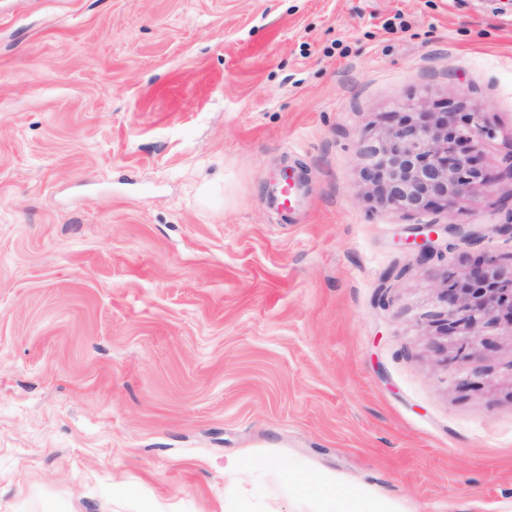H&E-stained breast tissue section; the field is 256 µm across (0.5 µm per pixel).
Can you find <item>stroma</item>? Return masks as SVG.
Masks as SVG:
<instances>
[{"mask_svg":"<svg viewBox=\"0 0 512 512\" xmlns=\"http://www.w3.org/2000/svg\"><path fill=\"white\" fill-rule=\"evenodd\" d=\"M455 96L489 187L370 200L361 142ZM511 220L499 0H0V512H512V330L437 325L512 236L408 241ZM512 220L510 224H485L493 226L486 229H469L465 230L458 226L459 224H418L413 228L416 235L413 244L418 251L419 262H427L434 256L441 254L446 240V249H448V237H465L471 241L485 237V231H493L497 233H507L510 231L512 235ZM316 484L325 491L321 512H403L397 503L377 496L365 487L339 494L336 493L337 484L329 478H318Z\"/></svg>","mask_w":512,"mask_h":512,"instance_id":"stroma-1","label":"stroma"}]
</instances>
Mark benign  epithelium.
Returning <instances> with one entry per match:
<instances>
[{
	"instance_id": "benign-epithelium-1",
	"label": "benign epithelium",
	"mask_w": 512,
	"mask_h": 512,
	"mask_svg": "<svg viewBox=\"0 0 512 512\" xmlns=\"http://www.w3.org/2000/svg\"><path fill=\"white\" fill-rule=\"evenodd\" d=\"M489 135L483 113L468 112L459 102L396 111L392 124L360 149L361 178L376 200L406 212L446 206L487 186L476 149ZM413 231L422 263L442 253L450 237H485L482 229L456 224H420ZM439 300L446 330L488 323L512 328V264L477 262L443 280Z\"/></svg>"
}]
</instances>
